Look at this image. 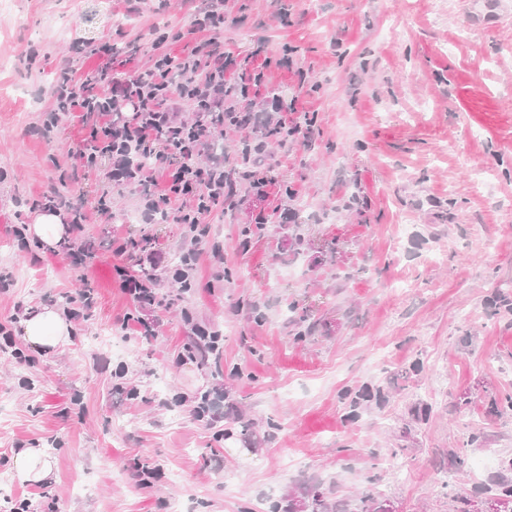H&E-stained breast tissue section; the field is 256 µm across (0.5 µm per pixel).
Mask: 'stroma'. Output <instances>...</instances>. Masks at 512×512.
Instances as JSON below:
<instances>
[{"mask_svg": "<svg viewBox=\"0 0 512 512\" xmlns=\"http://www.w3.org/2000/svg\"><path fill=\"white\" fill-rule=\"evenodd\" d=\"M474 9L224 0L225 50L264 74L252 111L270 114L274 90L294 98L282 118L315 115L314 145L274 146L264 196L245 186L213 205L194 288L178 294L157 267V303L138 307L116 269L140 267L113 240L147 238L171 259L189 242L182 225L135 222L140 192L111 185L112 159L72 168L90 129L73 112L43 133L48 82L64 61L100 69L105 42L134 48L139 69L181 55L192 0H6L0 325L15 346L0 345V474L20 444L52 461L8 497L31 512H273L318 487L349 508L370 494L394 512H458L464 497L487 512L490 486L512 481V15L484 27ZM54 191L84 224L56 248L18 249L15 229ZM260 213L270 222L241 251L239 227ZM78 247L89 256L73 267ZM88 289L72 342L18 363L23 312ZM132 313L157 336L123 326ZM196 324L222 334L220 361L188 358ZM207 391L222 411L206 424L194 408Z\"/></svg>", "mask_w": 512, "mask_h": 512, "instance_id": "1", "label": "stroma"}]
</instances>
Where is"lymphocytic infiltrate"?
<instances>
[{"label": "lymphocytic infiltrate", "mask_w": 512, "mask_h": 512, "mask_svg": "<svg viewBox=\"0 0 512 512\" xmlns=\"http://www.w3.org/2000/svg\"><path fill=\"white\" fill-rule=\"evenodd\" d=\"M192 17L193 38L182 56L156 54L147 70L116 77L106 66L78 79L70 65H61L54 105L43 119L48 132L57 127L63 112L78 111L91 119L94 133L100 136L101 151L77 150L70 156L73 166L93 168L99 154L115 155L120 146L147 155L146 166L132 172L118 167L110 178L142 189L143 213L160 209L174 223L187 226L193 246L187 251V262L172 272L171 278L178 284L191 280L204 251L202 224L218 201L210 188L221 179L224 165L198 162L212 149L215 127L193 122L181 128L175 114L187 107L196 112L223 110L218 77L234 64L219 39L224 27L222 0H198ZM175 68L188 75L193 93L170 87L168 75Z\"/></svg>", "instance_id": "lymphocytic-infiltrate-1"}]
</instances>
